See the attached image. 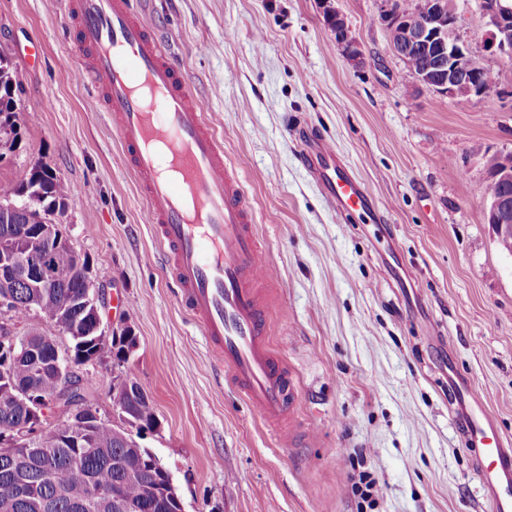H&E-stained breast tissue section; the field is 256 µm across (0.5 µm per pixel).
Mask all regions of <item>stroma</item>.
Instances as JSON below:
<instances>
[{"label": "stroma", "mask_w": 512, "mask_h": 512, "mask_svg": "<svg viewBox=\"0 0 512 512\" xmlns=\"http://www.w3.org/2000/svg\"><path fill=\"white\" fill-rule=\"evenodd\" d=\"M162 40L239 172L272 277L268 335L298 388L299 440L228 383L178 300L146 203L98 94L70 78L75 23L51 0H0V54L17 71L20 140L0 181L48 166L72 188L57 222L120 292L137 346L76 365L94 408L127 373L159 427L141 434L184 512H493L476 453L454 426L448 383L480 388L512 438V254L479 213L487 161L512 152V60L486 41L481 0H455L456 34L498 79L460 108L419 86L390 45L385 0H334L364 54L350 60L321 0H132ZM324 138L376 219L340 216L299 155Z\"/></svg>", "instance_id": "stroma-1"}]
</instances>
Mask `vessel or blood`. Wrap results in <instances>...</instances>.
<instances>
[{"mask_svg":"<svg viewBox=\"0 0 512 512\" xmlns=\"http://www.w3.org/2000/svg\"><path fill=\"white\" fill-rule=\"evenodd\" d=\"M76 22L84 63L79 81L99 94L147 203V218L182 307L207 336L216 363L273 426L280 446L296 443L284 426L297 388L268 340L257 283L271 267L253 225L236 171L225 163L216 122L203 112L164 41L131 0H59ZM301 154L328 201L369 210L361 186L336 165L325 141ZM465 414L458 418L494 512H512V441L495 429L471 380L455 384Z\"/></svg>","mask_w":512,"mask_h":512,"instance_id":"b4317fda","label":"vessel or blood"}]
</instances>
